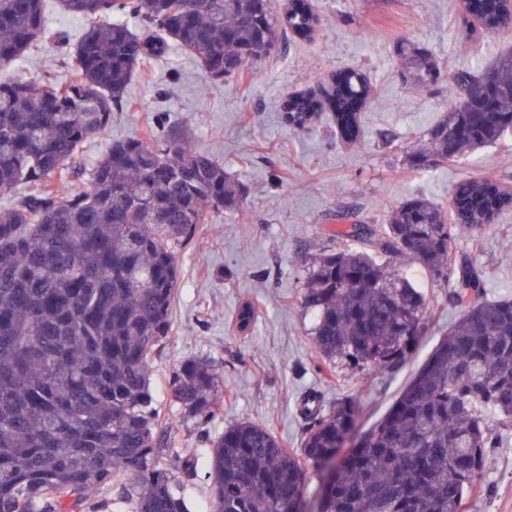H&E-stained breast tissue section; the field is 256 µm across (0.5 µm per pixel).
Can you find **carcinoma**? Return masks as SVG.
<instances>
[{"mask_svg": "<svg viewBox=\"0 0 512 512\" xmlns=\"http://www.w3.org/2000/svg\"><path fill=\"white\" fill-rule=\"evenodd\" d=\"M88 21L65 51L70 79L0 75V512H190L178 475L194 450L169 446L151 389V355L168 336L179 286L177 254L219 212L244 214V190L224 164L166 131L117 140L93 164L89 140L127 106L139 66L177 45L204 78L222 81L274 46L276 29L313 37L310 0L278 16L265 0H57ZM45 0H0V71L49 35ZM487 30H512L500 0H470ZM417 84L436 79L428 51L399 57ZM365 74L345 70L283 103L303 130L322 112L362 142ZM512 117V55L481 74L463 69L448 108L409 166L451 161L492 144ZM79 182L73 187V182ZM512 206L494 176L458 182L448 210L415 196L386 224H353L306 266L300 302L314 314L316 368L368 377L396 373L429 330L424 292L401 270L410 257L452 282L463 309L386 414L360 427L353 395L308 391L290 451L267 427L239 421L211 433L223 412L214 364L184 362L171 391L180 418L209 448L208 512H300L309 472L335 470L318 512H462L501 432L512 428V299L482 295L479 269L454 264L456 229L478 238ZM256 318L241 305L235 328Z\"/></svg>", "mask_w": 512, "mask_h": 512, "instance_id": "obj_1", "label": "carcinoma"}]
</instances>
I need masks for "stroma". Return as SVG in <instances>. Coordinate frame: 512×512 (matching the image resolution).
<instances>
[{
  "label": "stroma",
  "instance_id": "1",
  "mask_svg": "<svg viewBox=\"0 0 512 512\" xmlns=\"http://www.w3.org/2000/svg\"><path fill=\"white\" fill-rule=\"evenodd\" d=\"M311 3L320 18L314 37L279 34L273 50L253 64L252 76L204 80L195 61L176 48L147 62L127 88L131 109L114 113L111 128L83 148L91 163L111 141L176 128L198 152L223 162L246 189L248 223L217 213L180 250L172 327L150 371L163 425L177 447L195 449L203 459L208 450L183 424L170 392L174 371L189 359L216 364L224 413L212 423L215 431L251 421L270 428L285 447H298V404L313 388L330 398L362 396L364 425L379 420L462 311L449 305L448 285L404 261L403 270L427 295L434 335L394 374L364 379L347 370L320 372L308 333L311 317L299 300L305 262L327 246L332 231L385 223L410 197L448 206L459 181L484 171L512 186V133L453 162L414 170L405 161L442 117L453 75L465 66L480 70L512 52V35L481 28L461 0ZM403 38L436 58L440 72L433 82L417 87L404 79L397 59ZM346 69L363 71L373 84L359 147L337 143L326 117L301 131L283 122L280 105L289 94L306 88L312 77ZM12 70L28 80L70 76L63 48L51 38ZM455 254L480 265L485 298H512V260H502L512 257V208L478 240L459 234ZM246 301L255 304L258 316L248 333L239 334L233 322ZM481 483L465 512H512V431L502 433L492 449Z\"/></svg>",
  "mask_w": 512,
  "mask_h": 512
}]
</instances>
